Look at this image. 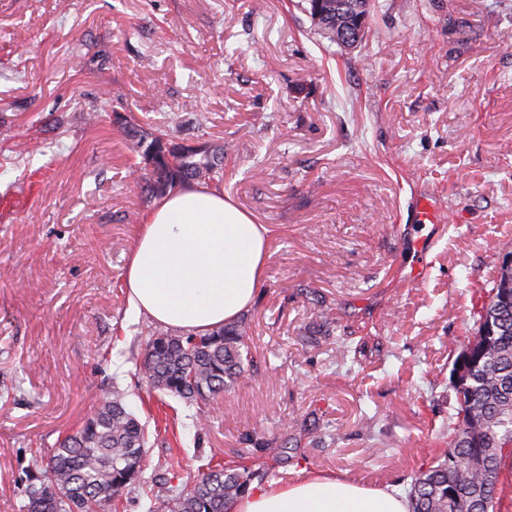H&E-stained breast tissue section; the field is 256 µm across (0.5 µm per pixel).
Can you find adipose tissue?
<instances>
[{
    "label": "adipose tissue",
    "mask_w": 512,
    "mask_h": 512,
    "mask_svg": "<svg viewBox=\"0 0 512 512\" xmlns=\"http://www.w3.org/2000/svg\"><path fill=\"white\" fill-rule=\"evenodd\" d=\"M269 254L266 230L217 190L193 184L156 202L123 279L132 313L187 333L236 321L256 298ZM233 512H410L394 486L308 477L256 488Z\"/></svg>",
    "instance_id": "obj_1"
}]
</instances>
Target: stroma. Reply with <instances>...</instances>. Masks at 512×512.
<instances>
[{
    "label": "stroma",
    "instance_id": "stroma-1",
    "mask_svg": "<svg viewBox=\"0 0 512 512\" xmlns=\"http://www.w3.org/2000/svg\"><path fill=\"white\" fill-rule=\"evenodd\" d=\"M373 2L344 49L304 0H0V512H23L31 458L115 384L158 425L119 512H152L160 480L211 458L260 468L254 440L289 425L331 438L264 465L265 485L405 490L446 448L452 353L512 251V0ZM116 112L230 143L224 194L267 229L243 316L256 365L200 434L196 407L133 384L152 323L123 274L150 202Z\"/></svg>",
    "mask_w": 512,
    "mask_h": 512
}]
</instances>
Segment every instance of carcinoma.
<instances>
[{"mask_svg":"<svg viewBox=\"0 0 512 512\" xmlns=\"http://www.w3.org/2000/svg\"><path fill=\"white\" fill-rule=\"evenodd\" d=\"M346 14L315 23L336 43V29L348 27ZM140 157L138 179L149 198L188 184L218 186L224 181V146L175 140L164 128L145 132L133 118L113 121ZM471 354L463 362L464 383L456 390L457 422L448 448L419 471L409 490L411 512H498L501 459L512 454V265H500L481 303ZM253 362L245 322L226 323L204 334L152 333L145 343L138 383L188 406L211 399L243 379ZM303 434L316 444L325 434L294 426L257 443L275 461H288V444ZM148 424L128 408L126 392L112 387L78 430L61 437L34 459L27 471L26 512H102L117 504L138 480L148 453ZM259 471L217 463L198 469L177 489L162 483L159 512H232L251 490Z\"/></svg>","mask_w":512,"mask_h":512,"instance_id":"obj_1","label":"carcinoma"}]
</instances>
